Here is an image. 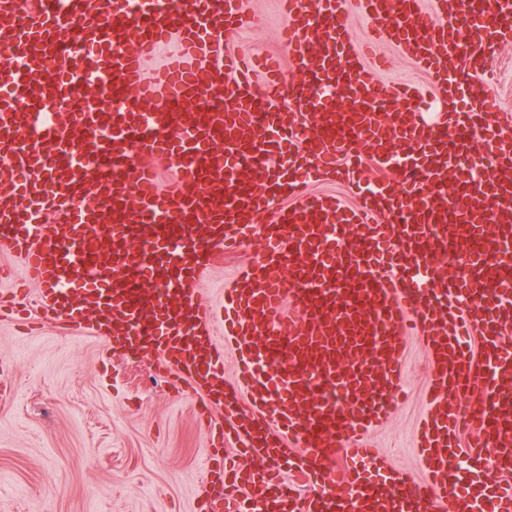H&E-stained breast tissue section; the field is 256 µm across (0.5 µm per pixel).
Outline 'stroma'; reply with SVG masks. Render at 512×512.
Instances as JSON below:
<instances>
[{
	"label": "stroma",
	"mask_w": 512,
	"mask_h": 512,
	"mask_svg": "<svg viewBox=\"0 0 512 512\" xmlns=\"http://www.w3.org/2000/svg\"><path fill=\"white\" fill-rule=\"evenodd\" d=\"M249 17L227 47L239 54L273 56L284 25L279 0H251ZM355 45L381 60L376 79H407L431 84V77L386 44H371L369 23L350 19ZM312 196L341 197L351 208L361 201L357 186L332 171L304 177ZM261 260L258 246L225 251L206 272L201 303L220 310L224 291L241 272ZM0 290L15 291L35 305L39 286L23 263L0 249ZM405 388L391 415L368 438L384 474L421 475L414 435L428 405L429 353L420 333L404 338ZM155 355L135 359L105 348L92 329L39 325L25 333L0 319V363L11 388L0 397V512H200L199 484L214 448L246 468L262 467L247 453L236 432L250 430L252 412L236 388L241 378L237 341L224 345L225 390L231 401L210 405L216 422L230 436L219 435L200 419L206 396L194 382L153 370Z\"/></svg>",
	"instance_id": "1"
}]
</instances>
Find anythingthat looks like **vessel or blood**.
Here are the masks:
<instances>
[{
    "mask_svg": "<svg viewBox=\"0 0 512 512\" xmlns=\"http://www.w3.org/2000/svg\"><path fill=\"white\" fill-rule=\"evenodd\" d=\"M67 2L68 11L20 25L17 0H0V248L39 285L44 319L90 325L134 356L153 348L176 372L206 381L222 375L224 349L194 301L203 273L218 245L261 244L264 261L226 293L224 325L246 340L247 364L274 366L243 392L263 409L278 391L275 441L252 450L268 464L261 472H228L212 458L206 512H246L251 502L265 512H453L459 502L465 512H512V350L501 333L512 320V224L492 218L512 211V111L488 93L454 123L415 121L401 105L420 89L372 83L370 58L349 40L355 12L372 22L374 41L459 97L491 76L494 53L512 39V0H455L451 11L443 0L428 10L420 0H281L280 52L263 63L265 89L224 43L241 28L246 0H112L104 25L93 20L97 0ZM470 29L485 41L465 44ZM171 38L178 54L146 73L145 58ZM292 71L303 76L293 127L270 109ZM88 72L111 76L117 109L72 96ZM220 81L225 102L201 107L202 88ZM39 90L68 100V118L49 117ZM464 129L473 137L454 139ZM369 145L396 173L369 189L371 200L389 201L385 212L305 195L288 167L271 164L295 146L305 167L359 170ZM136 150L176 170L177 186L159 191L155 167L133 163ZM480 160L492 174L474 186L467 174ZM463 242L466 274L412 289L414 271ZM153 280L160 289H143ZM409 328L423 332L431 357L416 443L422 480L380 476L367 438L402 388ZM284 439L301 447L295 467L315 495L273 473ZM452 448L500 479L461 489L447 467ZM228 478L248 503L225 497Z\"/></svg>",
    "mask_w": 512,
    "mask_h": 512,
    "instance_id": "1",
    "label": "vessel or blood"
}]
</instances>
